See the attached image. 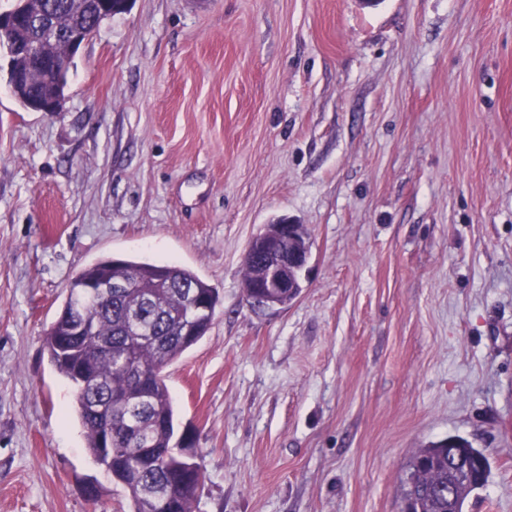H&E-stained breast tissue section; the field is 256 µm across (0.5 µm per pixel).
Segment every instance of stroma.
<instances>
[{"label":"stroma","mask_w":512,"mask_h":512,"mask_svg":"<svg viewBox=\"0 0 512 512\" xmlns=\"http://www.w3.org/2000/svg\"><path fill=\"white\" fill-rule=\"evenodd\" d=\"M283 216L304 288L256 308ZM113 254L220 293L167 370L198 512H399L451 435L490 465L465 512H512V0H132L60 112L0 70V512H131L44 345ZM264 250V244L257 243L255 258L250 263L245 264L244 290L246 300L251 306L257 308L288 306L301 293L302 288L299 285V283L301 284V272L308 262L310 247L308 249L304 247L302 235H299L290 246L289 256H295V261L289 263V274L295 288L285 277L273 276V274L268 277L266 288H254L262 283L258 278L264 271H268L263 255Z\"/></svg>","instance_id":"1"}]
</instances>
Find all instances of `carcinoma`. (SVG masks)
<instances>
[{
	"mask_svg": "<svg viewBox=\"0 0 512 512\" xmlns=\"http://www.w3.org/2000/svg\"><path fill=\"white\" fill-rule=\"evenodd\" d=\"M59 30L87 29L85 10L73 0H44ZM44 69L36 67L28 93L45 96ZM265 246L245 264L247 302L257 308L285 307L301 293V272L310 250L303 238L281 241L295 257L282 270L293 288H262L268 270ZM219 291L192 269L105 257L71 281L67 300L45 337L50 362L76 389L78 419L86 450L112 480L129 492L132 512H196L202 464L178 435L173 398L163 371L209 331ZM147 376H134L132 365ZM474 474L457 476L456 463ZM488 462L464 438L452 437L419 449L410 459L401 488V512H463L472 491L484 485Z\"/></svg>",
	"mask_w": 512,
	"mask_h": 512,
	"instance_id": "obj_1",
	"label": "carcinoma"
}]
</instances>
